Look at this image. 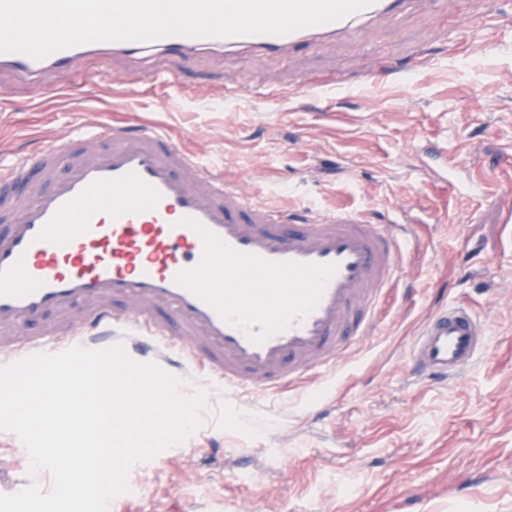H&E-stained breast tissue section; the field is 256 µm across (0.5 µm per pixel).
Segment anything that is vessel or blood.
<instances>
[{"mask_svg":"<svg viewBox=\"0 0 512 512\" xmlns=\"http://www.w3.org/2000/svg\"><path fill=\"white\" fill-rule=\"evenodd\" d=\"M408 4L373 0L285 34L94 40L40 59L0 52V72L38 84L95 55L106 64L125 60L134 80L153 55H283L358 36ZM460 172L453 163L435 176L467 195L484 191V181L460 180ZM411 231L400 216L375 224L345 209L251 200L157 125L76 129L34 154L0 160V360L72 342L120 344L141 361L202 362L228 391L277 390L338 367L342 351L371 333ZM22 324L39 325V337L18 335ZM490 343L477 315L439 305L415 339L411 371L425 383H448Z\"/></svg>","mask_w":512,"mask_h":512,"instance_id":"1","label":"vessel or blood"}]
</instances>
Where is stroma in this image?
I'll return each instance as SVG.
<instances>
[{
    "label": "stroma",
    "mask_w": 512,
    "mask_h": 512,
    "mask_svg": "<svg viewBox=\"0 0 512 512\" xmlns=\"http://www.w3.org/2000/svg\"><path fill=\"white\" fill-rule=\"evenodd\" d=\"M419 47L428 61L416 73L364 84ZM100 68L85 58L40 90L1 75L11 94L0 157L83 124H156L258 201L345 207L377 224L404 209L415 226L398 287L340 366L275 393L227 395L193 364L180 387L206 390L200 427L132 466L109 512H512V223L501 221V189L512 184V5L414 0L356 39L289 56L157 58L131 92L101 82ZM172 71L179 84L161 82ZM326 76L343 89L297 93ZM235 77L249 88L226 97ZM430 145L486 180L484 194L437 184L418 162ZM441 295L472 306L492 342L457 379L428 385L406 361ZM29 466L20 437L0 430V494L50 493L51 474Z\"/></svg>",
    "instance_id": "obj_1"
}]
</instances>
